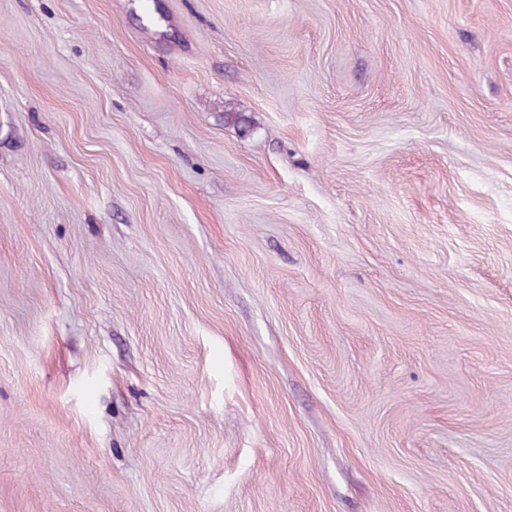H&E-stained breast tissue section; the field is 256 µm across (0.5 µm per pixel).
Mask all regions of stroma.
Returning a JSON list of instances; mask_svg holds the SVG:
<instances>
[{"label": "stroma", "mask_w": 512, "mask_h": 512, "mask_svg": "<svg viewBox=\"0 0 512 512\" xmlns=\"http://www.w3.org/2000/svg\"><path fill=\"white\" fill-rule=\"evenodd\" d=\"M0 512H512V0H0Z\"/></svg>", "instance_id": "obj_1"}]
</instances>
